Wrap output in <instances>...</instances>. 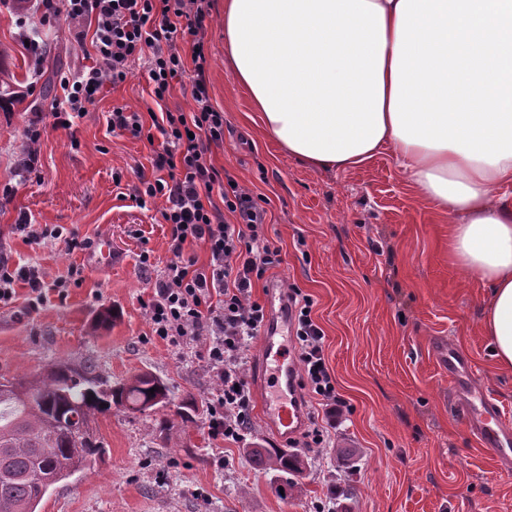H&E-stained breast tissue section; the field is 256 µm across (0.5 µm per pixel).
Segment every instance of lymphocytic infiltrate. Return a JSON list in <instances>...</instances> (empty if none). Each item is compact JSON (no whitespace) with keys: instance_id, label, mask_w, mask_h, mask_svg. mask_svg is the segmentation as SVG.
Listing matches in <instances>:
<instances>
[{"instance_id":"1","label":"lymphocytic infiltrate","mask_w":512,"mask_h":512,"mask_svg":"<svg viewBox=\"0 0 512 512\" xmlns=\"http://www.w3.org/2000/svg\"><path fill=\"white\" fill-rule=\"evenodd\" d=\"M46 12L76 24L74 38L90 43L92 62L60 82L51 107L54 127L84 118L104 83H124L132 64L147 63V81L159 118L145 123L141 112L117 107L110 128L141 138L146 126L157 129L162 148L152 159V176H140L133 200L138 207L161 198V212L170 226L171 258L166 262L144 308L154 336L173 345H199V359L215 374L217 388L208 402L212 439L243 440L251 430V391L245 373L244 349L258 335L265 307L253 295L256 283L282 262V250L263 233L265 211L250 191L225 183V173L212 162L213 148L224 143V113L211 102L206 78L205 21L211 0H42ZM192 74L191 113L165 109L175 81ZM221 204H214V197ZM202 243L207 264L185 254L188 244ZM38 267L17 268L0 257V305L12 304L16 281H25L29 308L45 298L47 285ZM298 385L316 399L318 411L292 448L310 452L325 447L332 431L345 421L348 402L337 392L325 357V334L313 320V301L292 289Z\"/></svg>"}]
</instances>
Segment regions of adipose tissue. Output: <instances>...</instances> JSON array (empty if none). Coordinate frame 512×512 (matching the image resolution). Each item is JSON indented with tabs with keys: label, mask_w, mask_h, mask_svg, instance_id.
Wrapping results in <instances>:
<instances>
[{
	"label": "adipose tissue",
	"mask_w": 512,
	"mask_h": 512,
	"mask_svg": "<svg viewBox=\"0 0 512 512\" xmlns=\"http://www.w3.org/2000/svg\"><path fill=\"white\" fill-rule=\"evenodd\" d=\"M224 57L288 157L397 159L512 369V0H224Z\"/></svg>",
	"instance_id": "adipose-tissue-1"
}]
</instances>
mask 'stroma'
Returning a JSON list of instances; mask_svg holds the SVG:
<instances>
[{"mask_svg": "<svg viewBox=\"0 0 512 512\" xmlns=\"http://www.w3.org/2000/svg\"><path fill=\"white\" fill-rule=\"evenodd\" d=\"M207 78L224 113L217 168L265 200L264 232L282 248L267 283L296 287L314 301L325 356L351 412L331 445L303 455L296 491L253 464L250 448H287L253 404L246 440H212L205 408L215 386L195 345L152 336L143 306L170 259V229L159 204L137 207L130 190L154 147L107 126L112 108L152 104L146 67L119 86L104 85L72 129L52 128L62 75L85 65L73 25L37 0H0V71L11 74L0 102V256L55 278L80 280L29 309L30 289L0 305V376L40 373L50 363H92L109 390L142 373L168 387L165 407L112 406L91 426L105 454L49 488L39 512H512V472L482 448L454 406L448 375L433 355L447 340L476 367L482 387L512 410V370L496 366L481 331L487 295L448 255V219L418 199L397 160L379 155L349 170H321L279 153L249 119L247 93L224 66V0L206 20ZM39 125L38 177L24 179L26 133ZM120 182H113V174ZM112 240L110 268L82 266V251L31 243L25 223ZM143 230L158 265L142 270ZM200 412L177 414L187 399Z\"/></svg>", "mask_w": 512, "mask_h": 512, "instance_id": "1", "label": "stroma"}]
</instances>
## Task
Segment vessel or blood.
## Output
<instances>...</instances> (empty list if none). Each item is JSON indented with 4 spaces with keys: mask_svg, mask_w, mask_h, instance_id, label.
<instances>
[{
    "mask_svg": "<svg viewBox=\"0 0 512 512\" xmlns=\"http://www.w3.org/2000/svg\"><path fill=\"white\" fill-rule=\"evenodd\" d=\"M89 269L97 270L112 262V241L102 236L93 241L84 255ZM294 326L284 306L270 308L260 330L261 359L259 385L274 383L281 405L265 410L266 419L283 438L295 437L305 423L296 381V364L288 359L286 341ZM438 364L447 370L458 408L473 435L490 451L502 467L512 466V417L498 400L478 384L479 374L469 359L447 343L435 347Z\"/></svg>",
    "mask_w": 512,
    "mask_h": 512,
    "instance_id": "b4317fda",
    "label": "vessel or blood"
}]
</instances>
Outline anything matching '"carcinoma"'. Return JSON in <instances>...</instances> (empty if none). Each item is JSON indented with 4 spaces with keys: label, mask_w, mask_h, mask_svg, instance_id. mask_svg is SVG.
I'll use <instances>...</instances> for the list:
<instances>
[{
    "label": "carcinoma",
    "mask_w": 512,
    "mask_h": 512,
    "mask_svg": "<svg viewBox=\"0 0 512 512\" xmlns=\"http://www.w3.org/2000/svg\"><path fill=\"white\" fill-rule=\"evenodd\" d=\"M93 365L51 364L43 372L0 379V512H37L50 486L86 468L104 454L90 431L100 404L133 411L162 406L167 386L155 376H135L112 392L98 389ZM155 392H150V389ZM254 464L285 477L302 470V459L280 448H252Z\"/></svg>",
    "instance_id": "cac0c4a2"
}]
</instances>
